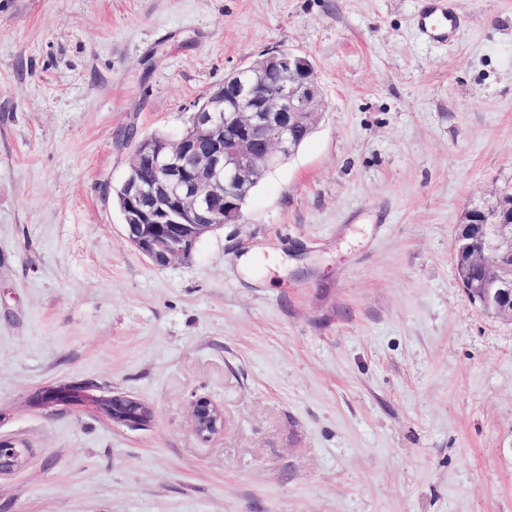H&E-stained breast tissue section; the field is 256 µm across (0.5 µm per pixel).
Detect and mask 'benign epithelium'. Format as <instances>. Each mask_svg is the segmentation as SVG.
I'll use <instances>...</instances> for the list:
<instances>
[{
	"label": "benign epithelium",
	"mask_w": 512,
	"mask_h": 512,
	"mask_svg": "<svg viewBox=\"0 0 512 512\" xmlns=\"http://www.w3.org/2000/svg\"><path fill=\"white\" fill-rule=\"evenodd\" d=\"M322 112L310 59L281 49L261 53L224 76L209 104L175 140L136 142L121 184L126 237L138 252L164 266L190 254L204 235L243 219V207L266 172L289 159ZM452 260L464 292L483 309L512 321V195L487 210L472 209L456 225ZM63 387L38 392L32 403L55 408ZM118 426L139 429L153 410L121 391L91 404ZM194 433L208 441L224 430V413L205 398L191 406ZM21 463V451L0 441V474Z\"/></svg>",
	"instance_id": "7a95c632"
}]
</instances>
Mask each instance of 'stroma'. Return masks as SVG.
<instances>
[{"label":"stroma","mask_w":512,"mask_h":512,"mask_svg":"<svg viewBox=\"0 0 512 512\" xmlns=\"http://www.w3.org/2000/svg\"><path fill=\"white\" fill-rule=\"evenodd\" d=\"M0 0V512H512V322L452 261L512 193V0ZM309 56L322 117L239 224L161 266L114 191L233 68ZM86 383L143 429L31 395ZM224 412L211 440L191 404ZM424 13L421 29L425 36L436 41H445L457 26L456 15L448 10L443 0H434ZM81 385L87 386L86 390L82 391L84 394L95 397L91 386ZM95 398L98 402L90 406L118 426L139 429L147 426L153 419L152 408L127 392L112 391L110 396L103 395Z\"/></svg>","instance_id":"obj_1"}]
</instances>
